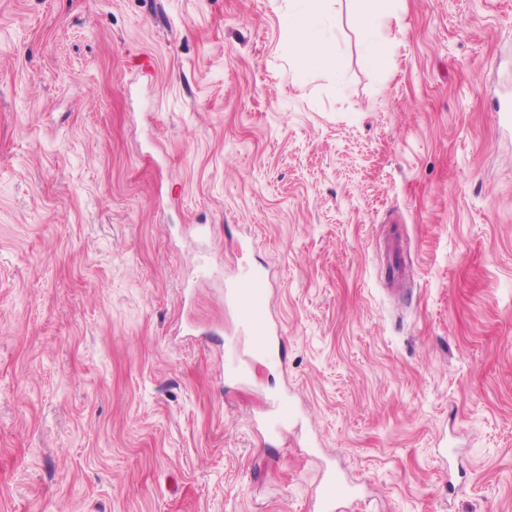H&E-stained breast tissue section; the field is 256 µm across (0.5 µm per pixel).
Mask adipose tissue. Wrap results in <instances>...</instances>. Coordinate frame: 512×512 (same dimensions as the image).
<instances>
[{"mask_svg": "<svg viewBox=\"0 0 512 512\" xmlns=\"http://www.w3.org/2000/svg\"><path fill=\"white\" fill-rule=\"evenodd\" d=\"M333 0H310L306 10L291 11L283 20L289 38L293 43L289 50L312 72L330 69L334 45L328 37L307 39V32L315 30L323 16L330 13Z\"/></svg>", "mask_w": 512, "mask_h": 512, "instance_id": "adipose-tissue-1", "label": "adipose tissue"}]
</instances>
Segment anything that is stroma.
<instances>
[{
	"label": "stroma",
	"instance_id": "stroma-1",
	"mask_svg": "<svg viewBox=\"0 0 512 512\" xmlns=\"http://www.w3.org/2000/svg\"><path fill=\"white\" fill-rule=\"evenodd\" d=\"M307 6L0 0V512H512V0H389L381 69L336 0L323 73ZM304 11H289L283 16L289 36V51L293 52L311 72H325L330 69L332 54L335 52L332 41L326 36L311 40L303 39V32L315 30L323 16L332 10L333 0H310ZM290 39H296L292 45ZM298 39V40H297ZM269 276L259 268L246 270L235 288V298L242 328L250 336L254 353L265 354L274 334L269 319L267 288ZM347 496L348 489L341 486L333 474H329L323 479L317 489L318 509L321 512H333L336 510V500Z\"/></svg>",
	"mask_w": 512,
	"mask_h": 512
}]
</instances>
